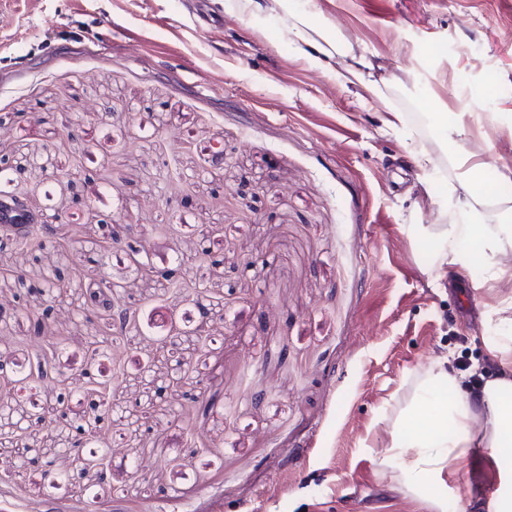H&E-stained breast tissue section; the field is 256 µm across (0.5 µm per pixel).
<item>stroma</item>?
I'll use <instances>...</instances> for the list:
<instances>
[{"label":"stroma","mask_w":512,"mask_h":512,"mask_svg":"<svg viewBox=\"0 0 512 512\" xmlns=\"http://www.w3.org/2000/svg\"><path fill=\"white\" fill-rule=\"evenodd\" d=\"M224 2L0 0L5 190L67 240L35 258L0 232V415L25 419L0 439V512H436L381 468L384 419L436 358L465 348L495 376L489 317L512 277L435 272L405 227L452 220L445 191L467 167L434 132L443 117L505 187L486 213L512 204V40L496 25L512 0ZM293 11L343 30L381 96L294 46ZM389 104L404 124H384ZM415 145L435 158L422 182ZM178 255L177 294L158 273ZM78 266L121 282L137 339L104 335ZM55 276L68 288L40 295ZM202 289L220 304L201 335ZM103 386L114 410L83 440L80 478L9 476L24 449L56 460L59 412L81 415ZM443 480L448 512H472L502 476L474 448Z\"/></svg>","instance_id":"35a3bbf8"}]
</instances>
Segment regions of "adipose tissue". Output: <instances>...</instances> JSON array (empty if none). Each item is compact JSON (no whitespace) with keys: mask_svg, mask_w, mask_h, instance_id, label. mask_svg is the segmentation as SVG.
<instances>
[{"mask_svg":"<svg viewBox=\"0 0 512 512\" xmlns=\"http://www.w3.org/2000/svg\"><path fill=\"white\" fill-rule=\"evenodd\" d=\"M288 32L293 43L312 49L317 64H324L336 54L344 57V64L336 70L337 80L365 86L373 95H380L378 85L365 78L368 63L363 56L318 33L301 15L293 17ZM478 174V168H471L460 185L448 188V209L454 223L408 227L416 242L438 239V257L468 273L474 270L472 242H479L491 261L512 252V213L503 212L497 224L485 223L483 202L473 189ZM497 327L500 335L492 351L499 358L501 377L489 380L481 391L475 392L464 389L449 374L447 360L435 361L388 425L389 441L379 464L397 472L407 490L425 494L428 482L440 481L448 464L464 458L475 446L489 449L502 476L512 477V451L506 447L507 430L512 427V403L504 399L512 392V317H498ZM447 386L454 389V398L439 399L438 388ZM476 421L482 422L481 431H473Z\"/></svg>","mask_w":512,"mask_h":512,"instance_id":"1","label":"adipose tissue"}]
</instances>
